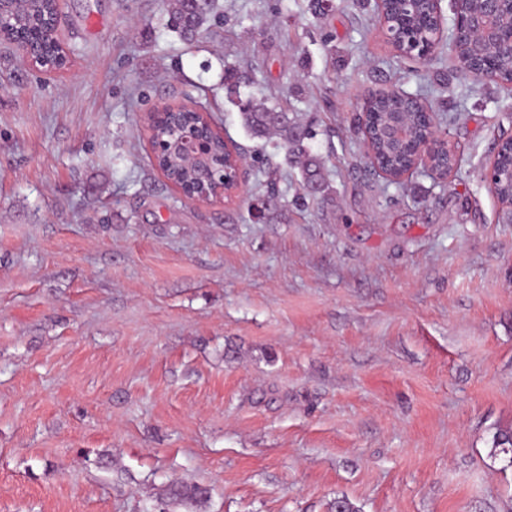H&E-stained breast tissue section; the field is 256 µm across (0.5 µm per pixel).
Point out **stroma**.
Here are the masks:
<instances>
[{
  "instance_id": "1",
  "label": "stroma",
  "mask_w": 512,
  "mask_h": 512,
  "mask_svg": "<svg viewBox=\"0 0 512 512\" xmlns=\"http://www.w3.org/2000/svg\"><path fill=\"white\" fill-rule=\"evenodd\" d=\"M219 8L189 43L161 0H62L61 74L0 44V512H512V223L481 178L512 89L447 41L401 57L373 0ZM228 68L314 123L324 197ZM379 89L460 113L446 179L371 172ZM187 94L246 157L233 199L151 160L148 113ZM174 482L208 497L162 507Z\"/></svg>"
}]
</instances>
